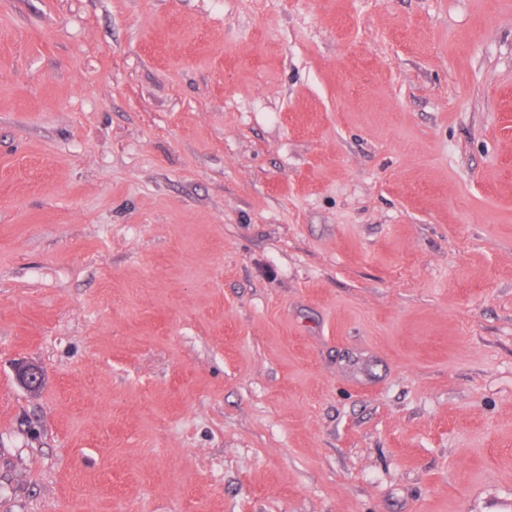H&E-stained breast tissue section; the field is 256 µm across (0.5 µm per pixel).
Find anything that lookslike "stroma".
<instances>
[{
	"label": "stroma",
	"mask_w": 512,
	"mask_h": 512,
	"mask_svg": "<svg viewBox=\"0 0 512 512\" xmlns=\"http://www.w3.org/2000/svg\"><path fill=\"white\" fill-rule=\"evenodd\" d=\"M0 512H512V0H0ZM15 374L19 385L30 392L38 391L45 382L43 369L34 363L19 362Z\"/></svg>",
	"instance_id": "stroma-1"
}]
</instances>
